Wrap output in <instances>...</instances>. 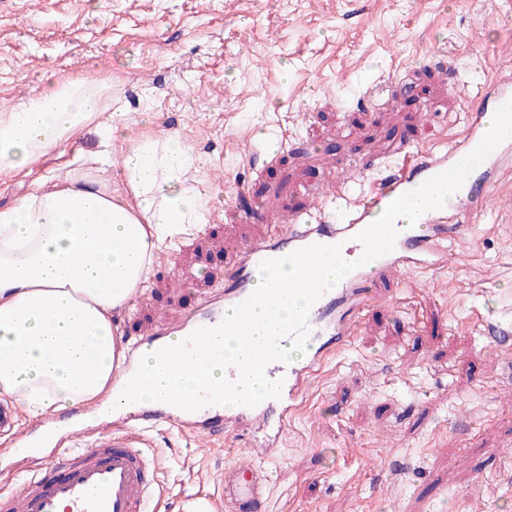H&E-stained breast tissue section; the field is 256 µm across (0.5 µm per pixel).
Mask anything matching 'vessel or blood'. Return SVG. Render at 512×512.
I'll return each instance as SVG.
<instances>
[{"mask_svg": "<svg viewBox=\"0 0 512 512\" xmlns=\"http://www.w3.org/2000/svg\"><path fill=\"white\" fill-rule=\"evenodd\" d=\"M511 99L512 78H496L488 87L482 110L472 113L463 138L446 151L417 154L337 219L325 222L305 211L295 215L278 236L237 246V261L228 269L220 294L204 297L176 322L155 328L143 338L144 343L160 349L167 346L169 337H186L198 328L217 326L229 308L245 301L256 289L255 274L264 260L286 256L311 244L339 245L342 257L356 262L357 267L311 307L308 356L268 365V378L283 382L278 399L228 410L213 405L205 412L170 405L152 415L130 412L119 422L114 419L113 401L98 403L76 428L51 437L50 452L36 459L35 469L23 486L0 495V512H147L157 494V463L142 448V429L159 422L192 429L207 414L219 430L228 434L261 430L267 427V413L273 408L279 411L280 427H287L327 354L350 342L356 325L354 316L371 301L377 279L389 272L446 268L453 241L470 233L471 227L448 223L444 211L437 209L425 212L412 226L406 220H397L394 249L365 264L360 261L363 246L358 234L395 199L472 152L486 133L487 114ZM510 153L512 142H502L468 175L457 192L460 213L475 216L486 210L500 162ZM216 489L226 512H265L267 508L268 483L260 466L226 464Z\"/></svg>", "mask_w": 512, "mask_h": 512, "instance_id": "1", "label": "vessel or blood"}]
</instances>
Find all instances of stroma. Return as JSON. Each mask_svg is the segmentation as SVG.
Wrapping results in <instances>:
<instances>
[{"instance_id":"obj_1","label":"stroma","mask_w":512,"mask_h":512,"mask_svg":"<svg viewBox=\"0 0 512 512\" xmlns=\"http://www.w3.org/2000/svg\"><path fill=\"white\" fill-rule=\"evenodd\" d=\"M508 56L507 0H0L1 107L48 68L97 80L130 142L174 134L207 162L209 222L157 253L120 317L132 338L223 285L233 247L282 232L328 176L358 198L461 138ZM98 141L91 124L28 175L0 173V208ZM474 223L453 267L377 282L261 463L269 512H512V353L487 332L512 339V209ZM146 436L157 512H222L206 497L250 438Z\"/></svg>"}]
</instances>
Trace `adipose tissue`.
Here are the masks:
<instances>
[{
    "label": "adipose tissue",
    "instance_id": "obj_1",
    "mask_svg": "<svg viewBox=\"0 0 512 512\" xmlns=\"http://www.w3.org/2000/svg\"><path fill=\"white\" fill-rule=\"evenodd\" d=\"M98 82L31 91L0 109V170L14 171L57 149L106 111ZM129 123L98 128L91 170L36 183L0 209V394L41 416L113 396L125 347L114 320L148 280L154 254L208 221L194 190L200 157L180 139L139 141L113 157ZM120 172L126 195L113 193Z\"/></svg>",
    "mask_w": 512,
    "mask_h": 512
}]
</instances>
